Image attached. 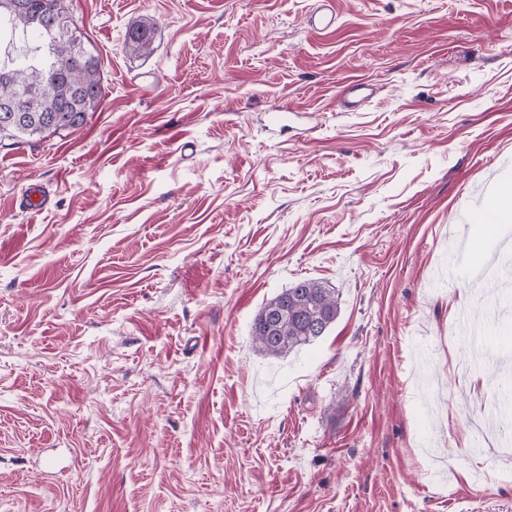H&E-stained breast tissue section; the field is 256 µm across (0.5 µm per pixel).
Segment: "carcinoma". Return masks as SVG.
Here are the masks:
<instances>
[{
  "label": "carcinoma",
  "instance_id": "obj_1",
  "mask_svg": "<svg viewBox=\"0 0 512 512\" xmlns=\"http://www.w3.org/2000/svg\"><path fill=\"white\" fill-rule=\"evenodd\" d=\"M52 8L63 9L61 0H28L25 11L17 9L16 0H0V95L11 98L21 92L28 107L19 121L0 122V141L19 142L77 129L100 104L103 86L97 56L89 53L87 63L75 62L65 72L59 69L82 34L50 30L47 15ZM125 41L132 52L146 54L151 32L144 26L132 28ZM49 84L55 93L45 95L43 89ZM272 309L284 311V317L276 335L268 336L265 320ZM338 315L333 289L316 281H297L258 312L252 341L259 352L278 358L325 335Z\"/></svg>",
  "mask_w": 512,
  "mask_h": 512
}]
</instances>
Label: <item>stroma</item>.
Wrapping results in <instances>:
<instances>
[{"label": "stroma", "instance_id": "stroma-1", "mask_svg": "<svg viewBox=\"0 0 512 512\" xmlns=\"http://www.w3.org/2000/svg\"><path fill=\"white\" fill-rule=\"evenodd\" d=\"M64 4L105 97L0 143V512H512L457 327L512 356V314L438 275L512 189V0H335L327 33L315 0ZM304 279L336 322L265 356ZM316 8L311 11L306 23L313 30H328L336 26V9L334 0H317ZM371 88L365 82L354 81L341 92L342 101L347 111H356L371 96Z\"/></svg>", "mask_w": 512, "mask_h": 512}]
</instances>
